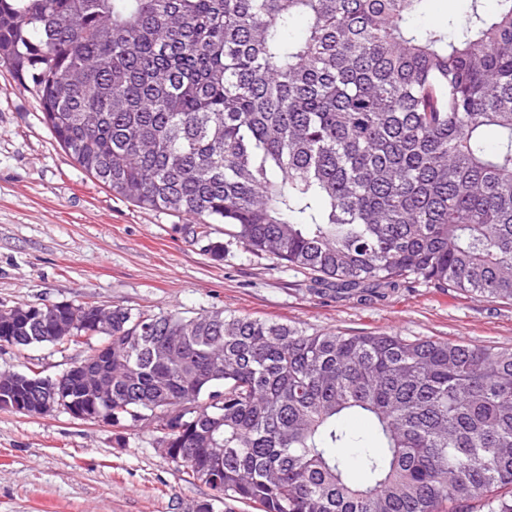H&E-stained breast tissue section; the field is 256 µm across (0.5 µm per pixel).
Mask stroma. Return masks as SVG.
Segmentation results:
<instances>
[{"label": "stroma", "instance_id": "stroma-1", "mask_svg": "<svg viewBox=\"0 0 512 512\" xmlns=\"http://www.w3.org/2000/svg\"><path fill=\"white\" fill-rule=\"evenodd\" d=\"M224 254H208L209 241ZM308 273L245 252L223 225L140 208L88 176L51 136L35 96L0 67V308L91 301L188 316L221 310L310 334L390 333L512 348V304L419 283L357 301L312 291ZM88 345L0 346V374H61ZM153 427L62 411L0 410V512H197L211 491L180 479Z\"/></svg>", "mask_w": 512, "mask_h": 512}]
</instances>
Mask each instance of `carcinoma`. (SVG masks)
Listing matches in <instances>:
<instances>
[{
    "label": "carcinoma",
    "mask_w": 512,
    "mask_h": 512,
    "mask_svg": "<svg viewBox=\"0 0 512 512\" xmlns=\"http://www.w3.org/2000/svg\"><path fill=\"white\" fill-rule=\"evenodd\" d=\"M423 2L0 0V66L113 193L226 224L321 295L512 303V0L409 27ZM88 307L65 319L93 340ZM10 310L0 336L43 335ZM111 336L104 420L224 489L198 512H512V348L118 307Z\"/></svg>",
    "instance_id": "obj_1"
}]
</instances>
